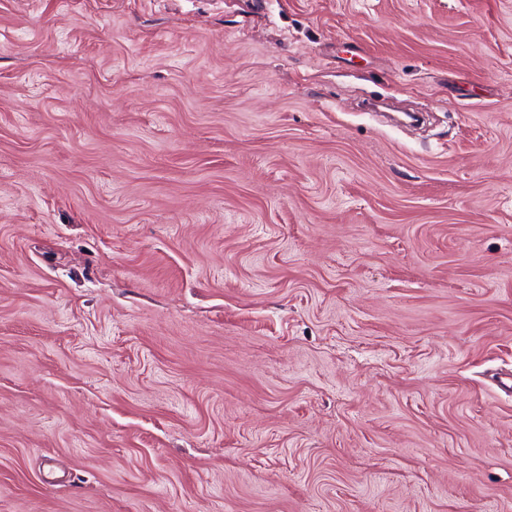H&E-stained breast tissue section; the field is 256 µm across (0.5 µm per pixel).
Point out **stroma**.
I'll use <instances>...</instances> for the list:
<instances>
[{"instance_id": "obj_1", "label": "stroma", "mask_w": 512, "mask_h": 512, "mask_svg": "<svg viewBox=\"0 0 512 512\" xmlns=\"http://www.w3.org/2000/svg\"><path fill=\"white\" fill-rule=\"evenodd\" d=\"M512 0H0V512H512Z\"/></svg>"}]
</instances>
